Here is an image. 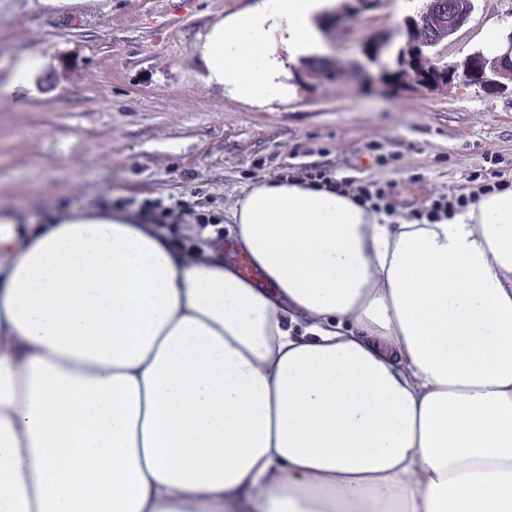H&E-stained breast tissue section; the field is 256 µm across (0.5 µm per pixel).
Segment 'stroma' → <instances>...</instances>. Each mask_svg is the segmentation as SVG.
Here are the masks:
<instances>
[{"label":"stroma","instance_id":"obj_1","mask_svg":"<svg viewBox=\"0 0 512 512\" xmlns=\"http://www.w3.org/2000/svg\"><path fill=\"white\" fill-rule=\"evenodd\" d=\"M258 0H0V87L28 54L41 68L0 95V215L45 224L104 199L160 198L228 218L252 185L329 168L390 193L393 220L473 177L512 182V93L455 82L401 89L352 74L366 40L426 0H342L345 34L320 24L338 72L285 59L292 95L245 101L208 83L202 54L217 23ZM512 33V0H476L445 60Z\"/></svg>","mask_w":512,"mask_h":512}]
</instances>
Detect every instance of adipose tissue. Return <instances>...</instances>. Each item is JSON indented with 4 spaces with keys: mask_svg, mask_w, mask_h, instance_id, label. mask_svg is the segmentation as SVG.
Segmentation results:
<instances>
[{
    "mask_svg": "<svg viewBox=\"0 0 512 512\" xmlns=\"http://www.w3.org/2000/svg\"><path fill=\"white\" fill-rule=\"evenodd\" d=\"M332 0L215 25L289 95ZM178 250L134 213L0 223V512H512V189L393 223L295 181Z\"/></svg>",
    "mask_w": 512,
    "mask_h": 512,
    "instance_id": "obj_1",
    "label": "adipose tissue"
}]
</instances>
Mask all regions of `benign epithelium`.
I'll list each match as a JSON object with an SVG mask.
<instances>
[{
	"instance_id": "1",
	"label": "benign epithelium",
	"mask_w": 512,
	"mask_h": 512,
	"mask_svg": "<svg viewBox=\"0 0 512 512\" xmlns=\"http://www.w3.org/2000/svg\"><path fill=\"white\" fill-rule=\"evenodd\" d=\"M473 10L474 0H468L466 9L448 15V34L435 41L430 50L425 49L417 39V33L429 22V13L423 11L405 17L397 28V32L404 37L402 49L394 66H380L377 80L394 88L417 85L439 89L460 80L468 85H477L491 94L507 90L512 82V41L499 57L498 71L493 76L487 75L485 63L478 54L472 53L455 64L442 61L438 47L468 21ZM389 45L388 38L369 41L363 54L368 62L377 64Z\"/></svg>"
}]
</instances>
